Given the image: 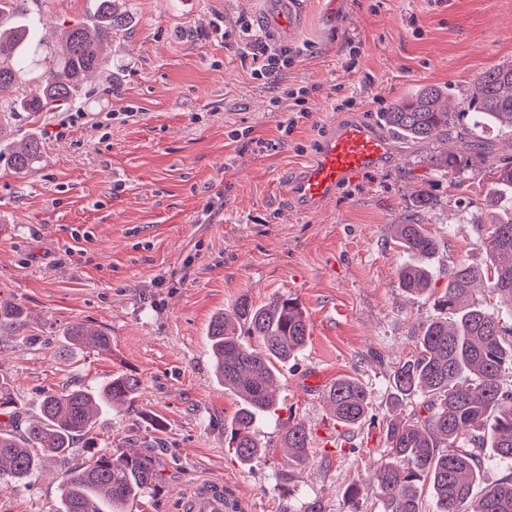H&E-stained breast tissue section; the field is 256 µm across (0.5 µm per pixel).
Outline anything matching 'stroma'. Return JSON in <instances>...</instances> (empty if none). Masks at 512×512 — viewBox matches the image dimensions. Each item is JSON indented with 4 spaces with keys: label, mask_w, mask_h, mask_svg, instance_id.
Returning <instances> with one entry per match:
<instances>
[{
    "label": "stroma",
    "mask_w": 512,
    "mask_h": 512,
    "mask_svg": "<svg viewBox=\"0 0 512 512\" xmlns=\"http://www.w3.org/2000/svg\"><path fill=\"white\" fill-rule=\"evenodd\" d=\"M301 3L299 54L264 82L238 43L263 0H127L108 66L75 106L82 119L55 137L61 113L11 116L17 134L44 143L29 174L0 162V302L28 313L23 338H0L11 427L39 419L46 391L138 375L136 412L103 415L90 436L116 454L153 449L162 483L135 512H182L183 497L214 479L234 512H304L311 501L322 512H381L374 493L352 504L345 491L372 483L385 420L410 414L389 381L434 313L432 297L401 288L406 257L390 227L432 195L423 218L441 245L436 288L452 263H487L470 214L492 180L441 174L435 146L391 138L385 161L317 211L287 192L331 124L381 125L391 103L428 84L458 104L480 72L512 62V0H338L332 18L325 0ZM93 4L26 0L46 21L48 47L56 26L91 19ZM295 86L309 89L306 114L286 134L279 123ZM243 295L256 305L297 299L310 325L302 351L279 367L277 418L256 428L267 453L248 465L224 441L239 403L216 377L207 336L211 318ZM75 323L107 332L111 352L66 344ZM344 377L372 400L354 453L317 436L331 419L323 394ZM292 417L313 434L305 466L279 445ZM87 439H75L71 466L88 457ZM60 480L50 467L18 488L0 483V512H57Z\"/></svg>",
    "instance_id": "stroma-1"
}]
</instances>
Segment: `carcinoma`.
<instances>
[{"mask_svg": "<svg viewBox=\"0 0 512 512\" xmlns=\"http://www.w3.org/2000/svg\"><path fill=\"white\" fill-rule=\"evenodd\" d=\"M96 2L98 23L63 28L41 80L8 98L3 94L19 84L40 39L35 19L24 13L21 22L0 29L1 113L49 112L79 102L85 82L102 67L104 51L122 27L119 0ZM443 94L438 87H422L394 102L382 113L383 122L414 143L443 137L474 143L486 125L512 133V65L480 73L458 111L440 104ZM42 150L41 138L32 135L11 144L6 163L25 172ZM476 172L494 179L497 206L506 214L487 223L481 211L471 213L473 223L483 227L479 245L491 258L487 271L459 261L448 269L447 286L433 295L429 262L439 252L438 240L419 217L396 225V243L410 256L398 271L401 288L410 295L434 296L436 314L415 334L418 355L398 366L390 381L397 400H423L415 403L409 418L392 419L383 427L385 448L375 473L382 512H421V483L431 486L436 512H512V471L468 507L480 483L478 449L487 445L512 463V391L503 386L505 374H512V325L502 317L504 312L512 315V162L496 165L482 155ZM479 285L497 299L498 310H487L476 297ZM26 326L23 307H0V335L7 331L18 336ZM247 336L259 345L245 341ZM64 337L82 349L112 350V337L80 323L68 327ZM208 337L217 376L239 401L227 426L229 447L236 458L250 462L264 454L254 427L275 411L276 364L288 362L305 346L308 317L292 298L255 306L242 296L211 321ZM140 390L138 376L122 370L97 390L69 387L47 393L40 420L29 425L24 437L0 427V480L20 486L51 458L63 469L59 512H133L139 496L160 484L151 450L114 456L100 448L80 466L69 465V460L74 438L91 432L98 411L132 410ZM325 400L333 420L349 433L365 421L371 403L367 387L352 378L336 380ZM14 409L10 385L0 381V416L10 418ZM282 447L297 464L310 461V432L304 422L288 420Z\"/></svg>", "mask_w": 512, "mask_h": 512, "instance_id": "1", "label": "carcinoma"}]
</instances>
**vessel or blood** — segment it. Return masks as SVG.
Instances as JSON below:
<instances>
[{
    "instance_id": "b4317fda",
    "label": "vessel or blood",
    "mask_w": 512,
    "mask_h": 512,
    "mask_svg": "<svg viewBox=\"0 0 512 512\" xmlns=\"http://www.w3.org/2000/svg\"><path fill=\"white\" fill-rule=\"evenodd\" d=\"M264 17L276 37L295 36L301 26L297 0H265ZM390 153L382 135L359 122L333 127L322 143L319 156L293 186L303 207L319 208L336 196L338 187L370 172ZM224 484L210 480L200 484L182 503V512H227Z\"/></svg>"
}]
</instances>
